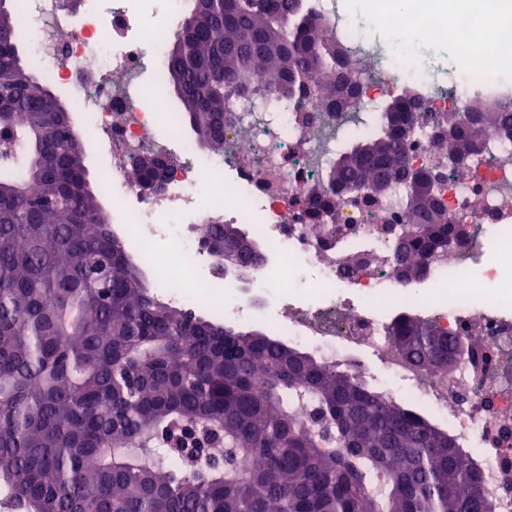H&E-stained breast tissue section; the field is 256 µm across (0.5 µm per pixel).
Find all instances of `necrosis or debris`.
<instances>
[{"label":"necrosis or debris","mask_w":512,"mask_h":512,"mask_svg":"<svg viewBox=\"0 0 512 512\" xmlns=\"http://www.w3.org/2000/svg\"><path fill=\"white\" fill-rule=\"evenodd\" d=\"M342 2L303 0V7L359 66L358 120L311 111L306 102L264 112L258 101L235 98L224 123V155L205 165L200 147L177 128L163 89L165 34L184 0H166L165 12L148 26L133 0H108L104 11L96 0H83L73 17L60 0H24L19 29L40 77L68 90L79 129L92 132L96 153L106 157L103 193L125 218L119 234L148 264L166 304L248 321L261 303H273L271 335L447 421L460 448L476 459L497 512H512V296L490 289L512 279V140L484 128L479 164L466 177L445 176L448 211L465 222L467 235L418 281L395 270V247L377 232L398 223L397 200L369 212L337 206L345 235L318 229L306 207L330 192L329 164L372 132L376 109L399 88L411 87L437 113L459 111L475 98L512 101V73L498 66L512 53L507 0H470L448 24L443 0H377L367 13L347 11ZM418 38L448 40L467 68L421 63L412 46ZM159 127L166 136L151 138ZM145 149L177 159L153 195L141 194L128 173L131 156ZM214 222L244 225L265 262L247 272L220 264L201 233ZM163 234L185 258L183 268H168L156 251ZM361 251L376 263L344 271L345 257ZM215 286L230 292L218 308L208 300ZM415 317L476 337L479 345L452 372L424 369L391 338L395 323Z\"/></svg>","instance_id":"necrosis-or-debris-1"}]
</instances>
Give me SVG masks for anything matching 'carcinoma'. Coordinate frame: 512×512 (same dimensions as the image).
I'll return each mask as SVG.
<instances>
[{"mask_svg":"<svg viewBox=\"0 0 512 512\" xmlns=\"http://www.w3.org/2000/svg\"><path fill=\"white\" fill-rule=\"evenodd\" d=\"M0 0V489L24 512H496L478 467L413 408L260 331H237L162 303L111 229L70 109L39 78ZM336 48L299 0H189L165 80L196 142L224 156L230 96L307 101L341 112ZM378 113L380 129L328 173L393 181L404 220L380 232L412 257L409 278L456 251L460 223L412 205L400 156L429 124L415 96ZM421 181L443 183L448 156L481 127L512 126V103H471ZM422 222L420 236L407 226ZM210 252L260 246L233 224L204 230ZM395 346L437 372L457 337L409 318ZM310 406L305 419L298 411ZM222 436L224 467L174 451L184 423Z\"/></svg>","mask_w":512,"mask_h":512,"instance_id":"carcinoma-1","label":"carcinoma"}]
</instances>
